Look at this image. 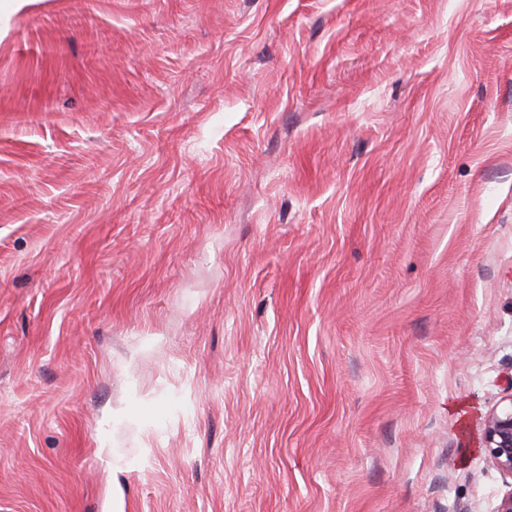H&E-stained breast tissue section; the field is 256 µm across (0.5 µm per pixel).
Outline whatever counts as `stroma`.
Here are the masks:
<instances>
[{"label":"stroma","instance_id":"obj_1","mask_svg":"<svg viewBox=\"0 0 512 512\" xmlns=\"http://www.w3.org/2000/svg\"><path fill=\"white\" fill-rule=\"evenodd\" d=\"M0 0V512H496L512 0Z\"/></svg>","mask_w":512,"mask_h":512}]
</instances>
